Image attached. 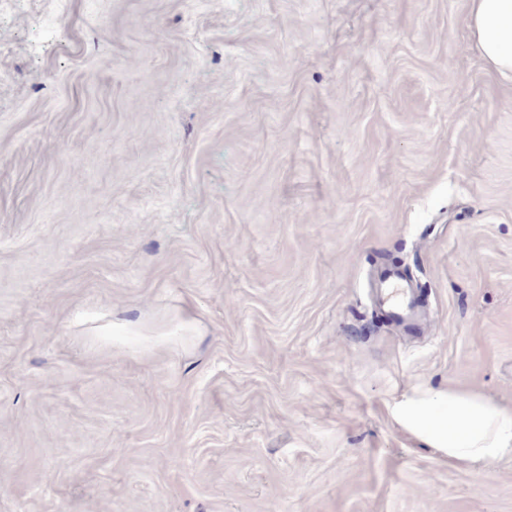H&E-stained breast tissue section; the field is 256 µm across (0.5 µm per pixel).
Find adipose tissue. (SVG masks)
Returning a JSON list of instances; mask_svg holds the SVG:
<instances>
[{"mask_svg":"<svg viewBox=\"0 0 512 512\" xmlns=\"http://www.w3.org/2000/svg\"><path fill=\"white\" fill-rule=\"evenodd\" d=\"M468 26L483 57L498 71H512V0H471ZM433 398L406 400L399 409L403 423L440 448L451 464L481 471L512 454V409L484 394L448 389L444 414L429 415Z\"/></svg>","mask_w":512,"mask_h":512,"instance_id":"adipose-tissue-1","label":"adipose tissue"}]
</instances>
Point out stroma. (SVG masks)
I'll list each match as a JSON object with an SVG mask.
<instances>
[{
	"mask_svg": "<svg viewBox=\"0 0 512 512\" xmlns=\"http://www.w3.org/2000/svg\"><path fill=\"white\" fill-rule=\"evenodd\" d=\"M469 8L0 9V512H512V459L390 413L512 409V75ZM375 297L388 317L407 329L420 328L424 312L417 290L400 273L383 270L375 280ZM419 404L429 410L434 400H406L399 409L401 420L412 432L444 451L449 464L482 471L512 454V409L480 392L452 387L444 394L445 415L418 416Z\"/></svg>",
	"mask_w": 512,
	"mask_h": 512,
	"instance_id": "35a3bbf8",
	"label": "stroma"
}]
</instances>
